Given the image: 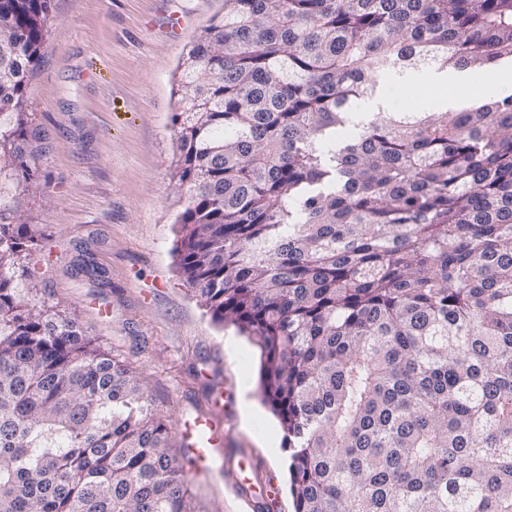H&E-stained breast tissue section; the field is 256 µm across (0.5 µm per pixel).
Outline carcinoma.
I'll return each instance as SVG.
<instances>
[{
  "label": "carcinoma",
  "mask_w": 512,
  "mask_h": 512,
  "mask_svg": "<svg viewBox=\"0 0 512 512\" xmlns=\"http://www.w3.org/2000/svg\"><path fill=\"white\" fill-rule=\"evenodd\" d=\"M49 20L0 0V512H197L172 421L20 270ZM497 61L512 0H224L182 63L177 269L262 349L293 512H512V93L356 112ZM411 83L448 89V84H465L471 80V73L464 70H426L414 72L409 78Z\"/></svg>",
  "instance_id": "carcinoma-1"
}]
</instances>
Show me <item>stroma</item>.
I'll return each mask as SVG.
<instances>
[{"instance_id":"1","label":"stroma","mask_w":512,"mask_h":512,"mask_svg":"<svg viewBox=\"0 0 512 512\" xmlns=\"http://www.w3.org/2000/svg\"><path fill=\"white\" fill-rule=\"evenodd\" d=\"M224 0H51L43 58L30 84V149L40 190L23 195L42 247L29 259L39 300L75 317L141 376L175 424L221 413L233 454L190 469L203 512H252L243 486L270 482L273 512H292L288 456L259 438L279 430L258 399L261 351L215 324L181 278L173 248L183 201L171 179L177 67ZM97 270L77 271L81 261Z\"/></svg>"}]
</instances>
